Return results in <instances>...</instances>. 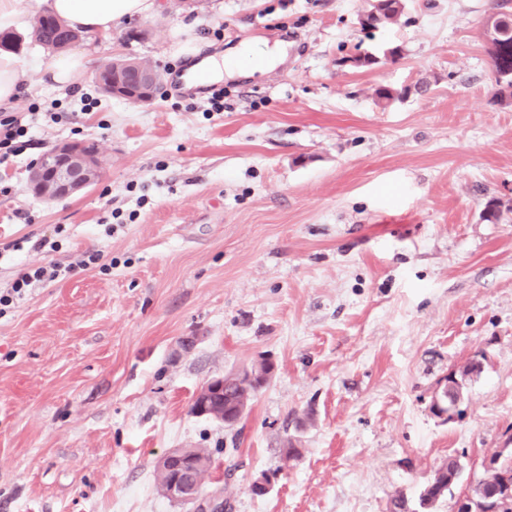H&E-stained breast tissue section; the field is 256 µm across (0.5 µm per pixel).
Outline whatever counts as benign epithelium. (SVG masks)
<instances>
[{"instance_id": "benign-epithelium-1", "label": "benign epithelium", "mask_w": 512, "mask_h": 512, "mask_svg": "<svg viewBox=\"0 0 512 512\" xmlns=\"http://www.w3.org/2000/svg\"><path fill=\"white\" fill-rule=\"evenodd\" d=\"M98 167L96 151L79 143L58 144L33 166L29 189L47 200L69 197L93 183Z\"/></svg>"}]
</instances>
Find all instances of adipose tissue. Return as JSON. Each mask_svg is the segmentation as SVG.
I'll return each instance as SVG.
<instances>
[{
    "mask_svg": "<svg viewBox=\"0 0 512 512\" xmlns=\"http://www.w3.org/2000/svg\"><path fill=\"white\" fill-rule=\"evenodd\" d=\"M34 6L61 19L69 27L94 35L111 32L121 19L144 16L156 7L155 0H34ZM262 50L246 44L229 55L216 54L202 58L189 66L191 76L220 80L224 76L249 72Z\"/></svg>",
    "mask_w": 512,
    "mask_h": 512,
    "instance_id": "adipose-tissue-1",
    "label": "adipose tissue"
}]
</instances>
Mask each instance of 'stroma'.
Wrapping results in <instances>:
<instances>
[{
  "label": "stroma",
  "mask_w": 512,
  "mask_h": 512,
  "mask_svg": "<svg viewBox=\"0 0 512 512\" xmlns=\"http://www.w3.org/2000/svg\"><path fill=\"white\" fill-rule=\"evenodd\" d=\"M404 3L365 32L368 0H158L75 43L88 63L65 88L22 33L8 109L32 115V146L0 162V289L86 251L110 265L0 317V512H197L158 490L173 448L211 452L204 492L225 512H390L400 494L417 512L454 458L433 512H456L512 437V99L495 95L493 0ZM250 40L287 43L286 61L221 80L220 112L184 88L192 56ZM365 51L376 67L348 65ZM117 57L163 72L152 101L99 92ZM381 84L407 94L383 103ZM60 142L95 145L99 177L46 201L28 177ZM265 359L275 376L235 426L191 413L206 381ZM473 360L447 420L435 395ZM462 471L459 462L456 459H448L445 466H441L434 474L430 484L420 493L419 505L422 509H430L433 505L444 497L448 491L457 483L450 484L448 476Z\"/></svg>",
  "instance_id": "1"
}]
</instances>
